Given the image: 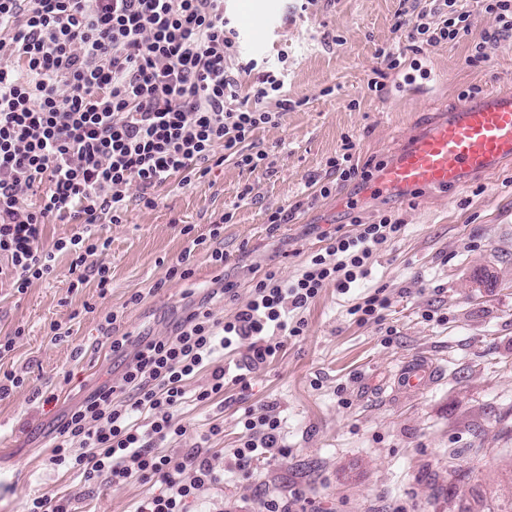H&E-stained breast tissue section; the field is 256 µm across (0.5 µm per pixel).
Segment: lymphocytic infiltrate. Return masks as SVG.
<instances>
[{"label": "lymphocytic infiltrate", "mask_w": 512, "mask_h": 512, "mask_svg": "<svg viewBox=\"0 0 512 512\" xmlns=\"http://www.w3.org/2000/svg\"><path fill=\"white\" fill-rule=\"evenodd\" d=\"M476 3L494 21L477 43L465 0H433L422 9L404 0L394 29L406 48L379 49L381 65L394 69L405 51L468 41L470 64L485 62L487 43L512 38V0ZM236 37L224 0H0V258L8 261L12 288L22 294L51 276L62 255L71 258L75 285L92 274L107 288L108 266L87 264L108 247L95 224L123 223L133 197L153 206L173 176L187 184L230 158L252 170L262 166L264 154L244 145L292 104L274 72L239 63ZM52 217L83 225L48 245L44 228ZM402 229L385 215L326 237L295 278L265 271L227 320L215 321L202 303L174 335L150 336L134 348L128 337L111 339L112 352L128 358L122 379L69 410L50 463L90 484L137 478L158 485L137 512H189L218 476L201 449L160 451L186 433L175 412L222 396L225 379L246 385L284 338L302 335L303 313L323 289L345 293L366 279L374 251ZM243 343L248 358L228 370L225 352ZM205 368L208 383L188 392V381ZM241 424L233 450L239 475L259 456L285 455L273 411L245 410Z\"/></svg>", "instance_id": "f902f5d3"}]
</instances>
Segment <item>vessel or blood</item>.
<instances>
[{
	"mask_svg": "<svg viewBox=\"0 0 512 512\" xmlns=\"http://www.w3.org/2000/svg\"><path fill=\"white\" fill-rule=\"evenodd\" d=\"M512 159V92L494 90L477 103H461L414 133L379 169L372 194L445 189Z\"/></svg>",
	"mask_w": 512,
	"mask_h": 512,
	"instance_id": "b4317fda",
	"label": "vessel or blood"
}]
</instances>
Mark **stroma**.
I'll list each match as a JSON object with an SVG mask.
<instances>
[{"mask_svg": "<svg viewBox=\"0 0 512 512\" xmlns=\"http://www.w3.org/2000/svg\"><path fill=\"white\" fill-rule=\"evenodd\" d=\"M225 7L232 21L247 12L264 25L262 41L241 34L239 57L280 71L295 106L247 143L246 152L267 154L263 168L228 160L187 185L173 177L154 206L130 200L123 223L101 224L110 246L93 260L110 268L107 293L93 278L72 288L65 256L25 293L0 287V338H16L0 368L24 379L0 400V512H20L28 497L49 490L70 497L75 512H136L151 484L88 485L48 462L63 411L122 377L109 336L171 334L204 299L224 320L265 270L292 278L320 249L322 233L383 214L403 229L374 252L367 280L346 293L325 288L304 312L302 336L285 339L250 374L248 389L229 384L216 400L180 411L176 420L188 431L163 448L186 454L219 426L207 448L219 472L230 466L245 409L268 407L282 421L287 456L259 459L249 476L206 486L194 512H261L271 495L293 512H469L489 494L512 497V162L455 189L399 198L368 195L367 182L340 181L326 165L348 137L359 169L377 173L415 129L453 111L469 86L512 88V41L487 44L477 66L464 43L407 53L390 70L375 53L402 41L393 28L400 0H226ZM372 80L382 93L369 91ZM311 177L329 194L306 199ZM279 209L290 222L270 226ZM227 211L233 219L219 269L181 229L208 235ZM184 254L192 277H170ZM481 271L496 287L477 286ZM227 283L233 293L206 299V289ZM381 287L390 307L380 320L357 322L352 308ZM110 311L118 319L107 331ZM53 323L68 337L51 340ZM413 366L427 379L403 387L401 375ZM36 388L55 401H32Z\"/></svg>", "mask_w": 512, "mask_h": 512, "instance_id": "stroma-1", "label": "stroma"}]
</instances>
